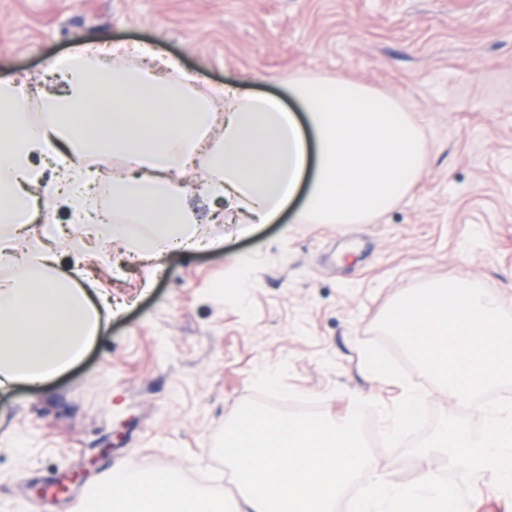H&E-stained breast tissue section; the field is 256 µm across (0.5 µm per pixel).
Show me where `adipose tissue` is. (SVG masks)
Returning a JSON list of instances; mask_svg holds the SVG:
<instances>
[{
  "instance_id": "ef3b65f1",
  "label": "adipose tissue",
  "mask_w": 512,
  "mask_h": 512,
  "mask_svg": "<svg viewBox=\"0 0 512 512\" xmlns=\"http://www.w3.org/2000/svg\"><path fill=\"white\" fill-rule=\"evenodd\" d=\"M149 53L78 47L49 63L63 83L56 92L0 80V232L42 224L25 274L0 279L1 388L63 373L99 328L97 307L47 249L57 211L81 227L74 252L121 242L149 260L208 244L182 181L196 165L208 172L204 192L224 204L218 224H272L294 201L307 223L356 224L393 206L422 172L426 144L391 98L342 79L291 80L294 113L279 97L230 86L202 94L168 59L120 62ZM88 155L125 162L110 178L111 213L92 206ZM141 224L149 234L133 238ZM94 502L96 512H222L214 496L144 467L113 477Z\"/></svg>"
}]
</instances>
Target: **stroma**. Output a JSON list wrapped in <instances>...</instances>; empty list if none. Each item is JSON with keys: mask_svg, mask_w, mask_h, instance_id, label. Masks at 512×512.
I'll list each match as a JSON object with an SVG mask.
<instances>
[{"mask_svg": "<svg viewBox=\"0 0 512 512\" xmlns=\"http://www.w3.org/2000/svg\"><path fill=\"white\" fill-rule=\"evenodd\" d=\"M84 41L147 44L203 94L341 77L397 101L427 152L411 191L357 224L210 223L199 167L187 199L218 247L132 265L118 246L104 261L57 242L58 268L112 308L63 374L0 391V512H84L102 476L143 465L239 500L213 441L257 374L283 364L332 421L361 399L384 432L409 383L431 417L456 415L413 365L404 383L371 376L361 347L404 361L378 324L425 284L465 279L512 311V0H0L1 79L55 89L48 61ZM371 461L404 484L439 467L403 447Z\"/></svg>", "mask_w": 512, "mask_h": 512, "instance_id": "1", "label": "stroma"}]
</instances>
